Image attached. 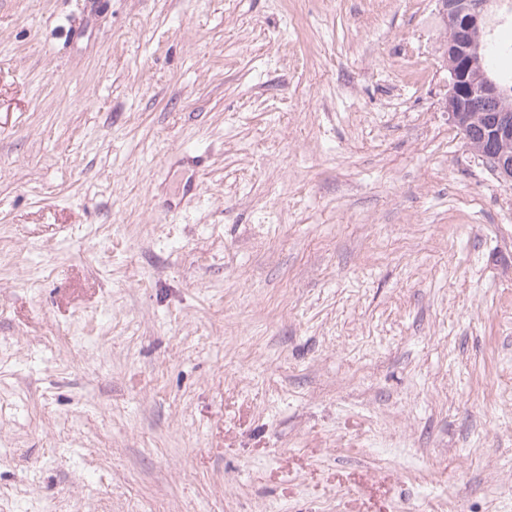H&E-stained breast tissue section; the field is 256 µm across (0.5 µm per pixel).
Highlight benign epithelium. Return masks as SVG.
Returning <instances> with one entry per match:
<instances>
[{"label": "benign epithelium", "mask_w": 512, "mask_h": 512, "mask_svg": "<svg viewBox=\"0 0 512 512\" xmlns=\"http://www.w3.org/2000/svg\"><path fill=\"white\" fill-rule=\"evenodd\" d=\"M440 9L453 31L463 36L485 25L488 0H438ZM447 54L458 58L456 68L450 70L448 95L444 109L448 120L464 128L465 113L476 104L495 99L502 94L499 83L484 74L475 48L465 42H450ZM498 137H512V116L499 115L491 128ZM503 182L512 184V156L489 157Z\"/></svg>", "instance_id": "benign-epithelium-1"}]
</instances>
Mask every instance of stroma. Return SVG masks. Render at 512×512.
Here are the masks:
<instances>
[{"instance_id": "35a3bbf8", "label": "stroma", "mask_w": 512, "mask_h": 512, "mask_svg": "<svg viewBox=\"0 0 512 512\" xmlns=\"http://www.w3.org/2000/svg\"><path fill=\"white\" fill-rule=\"evenodd\" d=\"M437 0H0V512H512V186Z\"/></svg>"}]
</instances>
